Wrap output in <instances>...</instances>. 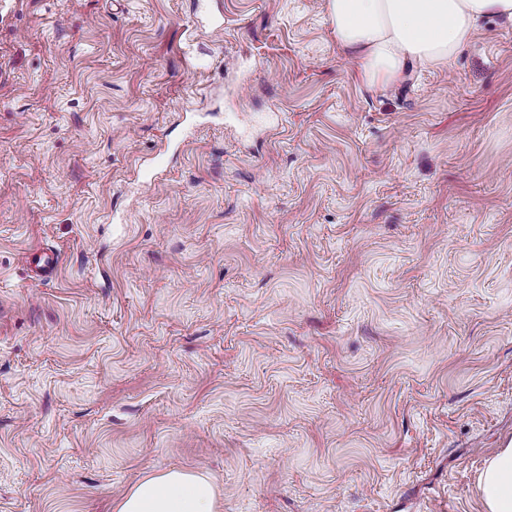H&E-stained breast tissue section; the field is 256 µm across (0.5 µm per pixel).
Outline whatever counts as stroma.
<instances>
[{
	"instance_id": "35a3bbf8",
	"label": "stroma",
	"mask_w": 512,
	"mask_h": 512,
	"mask_svg": "<svg viewBox=\"0 0 512 512\" xmlns=\"http://www.w3.org/2000/svg\"><path fill=\"white\" fill-rule=\"evenodd\" d=\"M218 10L0 0V512H113L172 469L216 512H483L512 21L372 89L325 0ZM58 261L55 252H34L31 256L32 272L37 278H48L54 271Z\"/></svg>"
}]
</instances>
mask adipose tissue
<instances>
[{
    "instance_id": "1",
    "label": "adipose tissue",
    "mask_w": 512,
    "mask_h": 512,
    "mask_svg": "<svg viewBox=\"0 0 512 512\" xmlns=\"http://www.w3.org/2000/svg\"><path fill=\"white\" fill-rule=\"evenodd\" d=\"M339 45L361 79L379 87L408 65L450 64L489 16L512 20V0H325ZM484 512H512V444L496 449L478 477ZM216 488L203 474L171 470L137 482L116 512H215Z\"/></svg>"
}]
</instances>
